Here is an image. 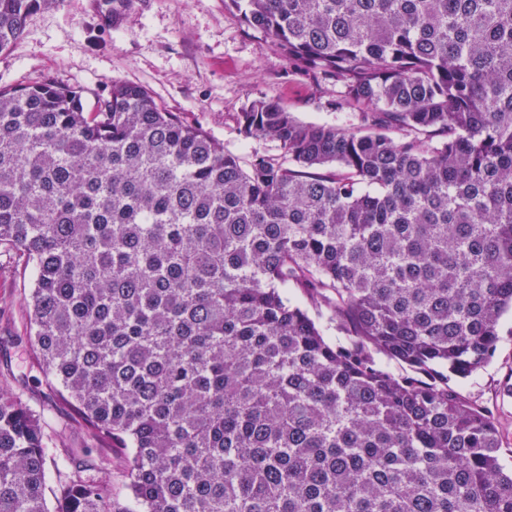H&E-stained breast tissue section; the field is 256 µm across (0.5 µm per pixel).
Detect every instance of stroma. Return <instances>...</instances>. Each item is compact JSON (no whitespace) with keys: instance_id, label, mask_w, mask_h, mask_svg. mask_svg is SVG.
Segmentation results:
<instances>
[{"instance_id":"35a3bbf8","label":"stroma","mask_w":512,"mask_h":512,"mask_svg":"<svg viewBox=\"0 0 512 512\" xmlns=\"http://www.w3.org/2000/svg\"><path fill=\"white\" fill-rule=\"evenodd\" d=\"M105 0H56L31 13L25 32L0 53V86L50 78L83 88L89 105L110 97L116 81L146 87L166 110L201 127L225 149L246 155L273 150V142L247 140L235 117L253 100L280 101L304 123L356 125L355 110H336L335 85L291 70L262 34L249 30L226 0H136L118 25L100 18ZM29 270L13 252L0 249V392L20 395L46 418L43 428L51 459L93 458L106 467L112 488L127 496L120 450L99 447L71 415L60 411L29 346ZM494 359L471 377L456 380L459 391L497 416L505 467L512 468V397L502 384L512 378V311L499 326Z\"/></svg>"}]
</instances>
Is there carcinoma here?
I'll return each mask as SVG.
<instances>
[{
	"instance_id": "1",
	"label": "carcinoma",
	"mask_w": 512,
	"mask_h": 512,
	"mask_svg": "<svg viewBox=\"0 0 512 512\" xmlns=\"http://www.w3.org/2000/svg\"><path fill=\"white\" fill-rule=\"evenodd\" d=\"M55 2L0 0V52ZM226 2L360 125L259 97L239 132L275 151L243 158L136 83L0 87L30 352L131 494L71 457L48 506L44 417L0 394V512H512L450 385L512 309V0Z\"/></svg>"
}]
</instances>
